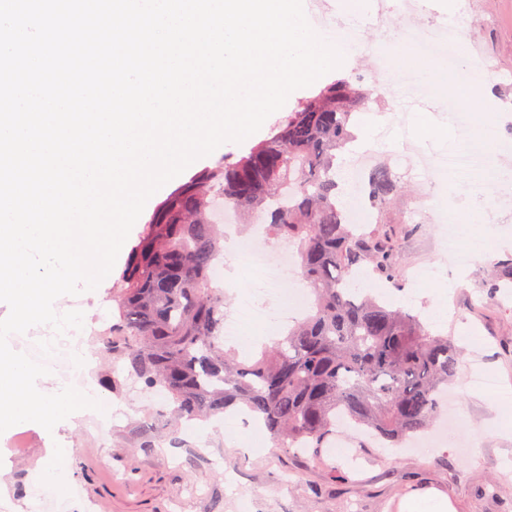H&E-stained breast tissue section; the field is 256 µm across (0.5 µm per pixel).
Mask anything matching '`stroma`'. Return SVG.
Listing matches in <instances>:
<instances>
[{"instance_id":"stroma-1","label":"stroma","mask_w":512,"mask_h":512,"mask_svg":"<svg viewBox=\"0 0 512 512\" xmlns=\"http://www.w3.org/2000/svg\"><path fill=\"white\" fill-rule=\"evenodd\" d=\"M415 22L431 30L465 29V62L489 71L477 103L486 122L512 143V0H454L453 13L437 0H417ZM355 51L340 71L362 75L375 100L359 113L356 135L370 134L366 148L349 144L351 163L371 152L374 166H389L407 185L393 213L400 257L399 288L389 298L414 313L447 308L439 333L477 339L480 349L465 348L454 387L462 418L478 440L474 455L454 441L423 455L406 448L380 447L362 430L337 432L315 456L296 448L250 447V434L224 432L220 420L185 419L172 426L154 418L165 398L141 391L131 381L112 385L91 356L85 379L101 391L111 426L85 431V411L53 433L20 426L0 434V512H412L426 492L435 491L455 512H512V427L494 391L474 390L471 376L491 370L512 384V295L472 305L481 294L491 264L512 255V181L498 174L512 170V154L492 159L474 184L466 186L437 173H424V156L447 157L475 126L460 127L444 99L421 102L417 112L402 111L401 83L373 75L371 45L394 44L392 30L357 21ZM434 116L448 131L446 139L422 136V116ZM482 200L481 221L471 232L492 240V251L474 254L467 267L449 266L437 249L441 217L468 211ZM127 260L119 254L113 276L96 289L60 297V312L83 314L88 343L112 322V290ZM150 440L133 447L134 436ZM67 474L66 495L45 483L46 469ZM249 510H242V502Z\"/></svg>"}]
</instances>
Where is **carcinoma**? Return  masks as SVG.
<instances>
[{
    "label": "carcinoma",
    "instance_id": "obj_1",
    "mask_svg": "<svg viewBox=\"0 0 512 512\" xmlns=\"http://www.w3.org/2000/svg\"><path fill=\"white\" fill-rule=\"evenodd\" d=\"M373 90L340 77L302 101L268 137L231 162L190 175L143 225L112 291L115 322L98 351L146 391L169 398L172 418L246 410L277 448H321L336 414L371 429L384 446L424 434L440 412L462 351L419 316L360 288L362 275L400 287L397 250L382 217L404 189L391 169L369 177L373 225L357 232L338 198L336 152ZM217 197L242 215L269 211V236L295 248L313 296L305 317L241 361L224 350V259ZM487 295L512 288V256L495 263Z\"/></svg>",
    "mask_w": 512,
    "mask_h": 512
}]
</instances>
